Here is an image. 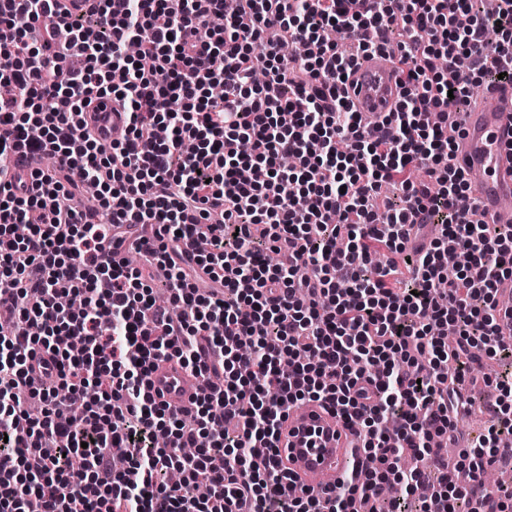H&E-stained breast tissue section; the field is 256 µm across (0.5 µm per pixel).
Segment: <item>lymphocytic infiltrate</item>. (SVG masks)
<instances>
[{
  "mask_svg": "<svg viewBox=\"0 0 512 512\" xmlns=\"http://www.w3.org/2000/svg\"><path fill=\"white\" fill-rule=\"evenodd\" d=\"M56 4L0 0V82L13 89L0 97V312L12 321L0 331V512H408L424 463L455 439L467 361L512 358L494 334L512 226L471 222L448 136L471 102L459 58L485 84H512V0L489 13L479 0H237L229 16L224 0H98L67 21ZM328 28L363 54L393 46L406 72L395 111L371 122L355 110V58ZM132 41L151 67L125 54ZM288 44L304 48L289 63ZM93 93L126 113L108 147L76 122ZM21 154L54 159L27 191ZM395 179L401 205H377ZM88 184L93 204L75 209ZM415 224L438 233L411 257ZM145 226L159 244L138 254L163 271L166 306L104 248ZM203 237L208 252L181 250ZM451 250L466 261L449 277ZM162 358L223 384L170 410L144 390ZM303 401L334 408L360 439L325 497L293 493L273 445ZM507 435L502 404L460 453L474 484L452 472L432 484L441 512H512V485L478 479Z\"/></svg>",
  "mask_w": 512,
  "mask_h": 512,
  "instance_id": "obj_1",
  "label": "lymphocytic infiltrate"
}]
</instances>
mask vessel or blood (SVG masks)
I'll use <instances>...</instances> for the list:
<instances>
[{
    "mask_svg": "<svg viewBox=\"0 0 512 512\" xmlns=\"http://www.w3.org/2000/svg\"><path fill=\"white\" fill-rule=\"evenodd\" d=\"M358 111L382 116L394 111L401 93V74L391 50L368 54L347 82ZM86 129L105 146L124 132L125 114L113 97L93 98L82 114ZM455 164L463 172L475 202L471 218L512 226V85L487 88L483 99L465 112L456 137ZM497 334L512 341V280L499 289ZM206 381L174 360L156 362L146 379L148 391L171 409L190 408ZM353 431L335 411L320 402L292 406L283 421L276 447L288 473L300 486L334 489L351 464Z\"/></svg>",
    "mask_w": 512,
    "mask_h": 512,
    "instance_id": "1",
    "label": "vessel or blood"
}]
</instances>
